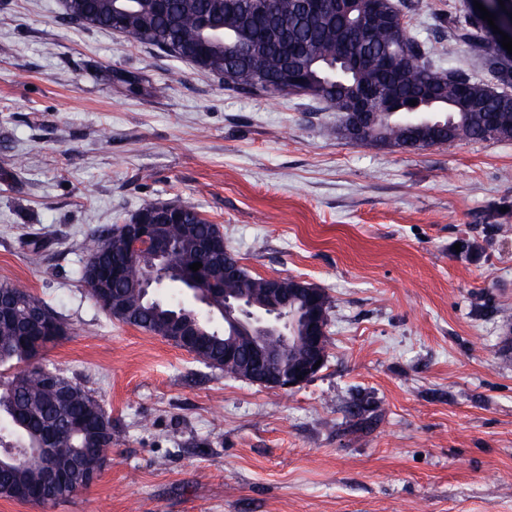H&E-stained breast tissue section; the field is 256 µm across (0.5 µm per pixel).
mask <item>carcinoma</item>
I'll use <instances>...</instances> for the list:
<instances>
[{
	"label": "carcinoma",
	"instance_id": "obj_1",
	"mask_svg": "<svg viewBox=\"0 0 512 512\" xmlns=\"http://www.w3.org/2000/svg\"><path fill=\"white\" fill-rule=\"evenodd\" d=\"M113 2L79 0L78 7L84 16L80 26L112 29ZM133 2L124 23V33L133 42L154 47L218 79L231 68L236 82L225 88L248 96L279 92L276 85L290 71L293 78L286 95L311 96L325 102L339 115L336 136L343 139L397 147L404 135V120L396 113L381 112L376 123L367 126L361 135L351 136L344 110L353 84L378 87L380 94L402 101L420 94L432 96L424 111L440 127L427 128L430 148L463 136L489 141L497 127L512 122V101L502 103L505 89L512 88V59L495 53L490 31L468 12L448 16V28L457 40L482 57L486 73L483 80L463 69L437 63L432 56L430 36H407L402 32L392 17L411 9L409 0H380V12L368 28L339 13L333 0L317 17L305 14L303 0H266L270 16L263 22L249 17L253 0H168L162 12L155 10L153 0ZM202 16L210 19L218 38L206 40L196 25ZM345 45L353 46L360 54L392 57L395 68L390 72L360 71L350 80L331 71L322 81L309 80L319 72L322 63L336 60V53ZM112 78L134 96L143 91L144 79L133 72L117 71ZM175 209L182 223L192 225L194 237L208 238L215 233V224L197 208L177 203ZM174 236L179 249L173 261L183 273L211 279L207 262L195 272L190 269V265L198 262L193 241L180 228ZM83 252L85 259L93 258L105 267L125 266L126 279L111 282L107 296L126 309L128 324L152 335L160 333L171 308L138 302L136 262L121 245V225L88 235ZM264 282L265 278L251 274L241 265L237 280L227 287L258 290ZM1 295L14 300L17 316L12 328L0 329V366L10 364L15 368L4 381L10 392L0 399V497L14 500L16 488L44 486L40 457L25 460L23 455L41 447L45 429L50 427L54 431L56 465L68 474L69 483L47 494L57 501L63 500L88 489V474L101 470L107 462L101 455L100 441L91 436L83 423L94 410L95 398L34 350L28 338L25 306L38 297L8 282L0 283ZM206 330L209 335L193 338L188 352L224 359V332L209 326ZM47 372L57 375L72 390L70 398L60 400L48 391L43 379Z\"/></svg>",
	"mask_w": 512,
	"mask_h": 512
}]
</instances>
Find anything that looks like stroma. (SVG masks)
<instances>
[{"mask_svg": "<svg viewBox=\"0 0 512 512\" xmlns=\"http://www.w3.org/2000/svg\"><path fill=\"white\" fill-rule=\"evenodd\" d=\"M415 2L417 32L465 9ZM62 12L0 0V282L69 326L47 358L111 413L112 448L88 489L0 512H512V139L347 141L316 99L239 95ZM155 202L327 292L314 379L239 380L89 299L84 238Z\"/></svg>", "mask_w": 512, "mask_h": 512, "instance_id": "stroma-1", "label": "stroma"}]
</instances>
